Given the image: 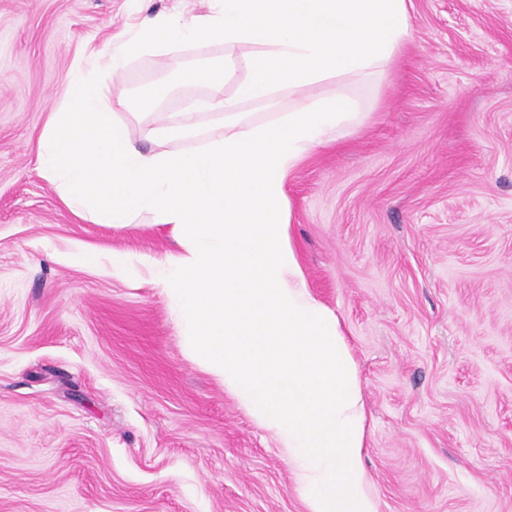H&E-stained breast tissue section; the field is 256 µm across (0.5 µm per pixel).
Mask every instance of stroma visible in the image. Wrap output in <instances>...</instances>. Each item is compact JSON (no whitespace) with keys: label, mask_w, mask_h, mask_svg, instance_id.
I'll use <instances>...</instances> for the list:
<instances>
[{"label":"stroma","mask_w":512,"mask_h":512,"mask_svg":"<svg viewBox=\"0 0 512 512\" xmlns=\"http://www.w3.org/2000/svg\"><path fill=\"white\" fill-rule=\"evenodd\" d=\"M202 0H0V512H306L288 461L186 353L148 216L74 215L35 143L75 63ZM367 118L289 176L312 293L358 364L380 512H512V0H411ZM172 77L134 58L131 96Z\"/></svg>","instance_id":"obj_1"}]
</instances>
